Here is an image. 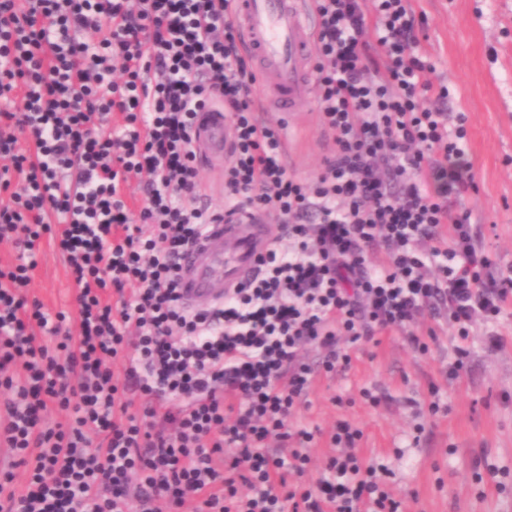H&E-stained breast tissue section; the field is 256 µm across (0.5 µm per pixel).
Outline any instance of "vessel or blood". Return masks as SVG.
<instances>
[{"mask_svg": "<svg viewBox=\"0 0 512 512\" xmlns=\"http://www.w3.org/2000/svg\"><path fill=\"white\" fill-rule=\"evenodd\" d=\"M236 21L266 106L288 117L306 100L314 33L311 0H237ZM201 161L224 165L232 131L218 109L202 112L194 130ZM273 238L266 214L240 210L208 225L181 260V300L196 310L220 303L259 269Z\"/></svg>", "mask_w": 512, "mask_h": 512, "instance_id": "obj_1", "label": "vessel or blood"}]
</instances>
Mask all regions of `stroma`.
<instances>
[{"label":"stroma","instance_id":"1","mask_svg":"<svg viewBox=\"0 0 512 512\" xmlns=\"http://www.w3.org/2000/svg\"><path fill=\"white\" fill-rule=\"evenodd\" d=\"M418 49L435 65L434 85L447 86L449 118L465 114L473 189L458 202L469 212L475 245L494 270L512 267V0H407ZM288 170L318 173L331 140L315 96L289 118ZM72 277L65 256L44 244L27 287L52 309L68 308ZM503 336L496 352L488 332ZM352 352L347 369L318 374L295 422L331 430L345 420L362 432L356 450L378 464L401 512H512V312L475 325L467 370L453 377L456 341L446 320ZM372 399H365V392Z\"/></svg>","mask_w":512,"mask_h":512}]
</instances>
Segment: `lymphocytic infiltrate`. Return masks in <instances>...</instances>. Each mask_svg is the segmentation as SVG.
Segmentation results:
<instances>
[{"mask_svg": "<svg viewBox=\"0 0 512 512\" xmlns=\"http://www.w3.org/2000/svg\"><path fill=\"white\" fill-rule=\"evenodd\" d=\"M313 7L332 147L304 180L257 115L236 0H0V245L17 252L0 266V512H398L345 421L302 484L320 430L292 421L314 381L301 353L332 372L344 341L398 329L419 346L425 317L468 336L512 277L483 276L448 203L473 185L466 119L449 125L405 0ZM209 108L233 133L220 209L193 139ZM240 207L277 221L260 273L186 310L182 256ZM46 241L74 312L26 294ZM308 451L312 456V463L310 469L303 480L306 483H315L320 477L321 468L327 458L328 455L331 454L332 448L329 447L326 436L321 438L318 442L310 445L303 449V451Z\"/></svg>", "mask_w": 512, "mask_h": 512, "instance_id": "f902f5d3", "label": "lymphocytic infiltrate"}]
</instances>
